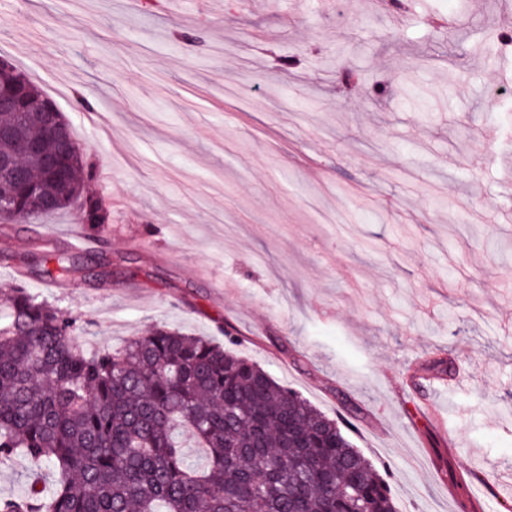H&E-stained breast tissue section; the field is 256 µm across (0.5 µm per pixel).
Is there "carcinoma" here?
<instances>
[{"mask_svg":"<svg viewBox=\"0 0 512 512\" xmlns=\"http://www.w3.org/2000/svg\"><path fill=\"white\" fill-rule=\"evenodd\" d=\"M20 108L0 111V156L20 139L40 150L22 157L21 176L0 182L14 208L1 224L51 216L79 205L93 230L112 221L86 192L97 178L81 148L57 154L42 112L25 103L47 96L9 64L0 94ZM58 156L66 180L46 159ZM83 259L43 250L37 274L59 283ZM64 315L21 283L0 295V459L23 454L46 467L52 489L27 480L0 512H398L390 489L345 423L329 418L226 343L155 326L121 347L88 351ZM425 369L454 370L447 358ZM199 449L202 460L185 449Z\"/></svg>","mask_w":512,"mask_h":512,"instance_id":"1","label":"carcinoma"}]
</instances>
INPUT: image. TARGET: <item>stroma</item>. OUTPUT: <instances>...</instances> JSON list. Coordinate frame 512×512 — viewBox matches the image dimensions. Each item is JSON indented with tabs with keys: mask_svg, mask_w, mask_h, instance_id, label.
I'll return each instance as SVG.
<instances>
[{
	"mask_svg": "<svg viewBox=\"0 0 512 512\" xmlns=\"http://www.w3.org/2000/svg\"><path fill=\"white\" fill-rule=\"evenodd\" d=\"M0 0V59L108 179L111 282L46 288L12 225L0 291L89 349L156 325L223 342L329 417L400 512L512 505V0ZM452 380L413 381L430 354Z\"/></svg>",
	"mask_w": 512,
	"mask_h": 512,
	"instance_id": "35a3bbf8",
	"label": "stroma"
}]
</instances>
